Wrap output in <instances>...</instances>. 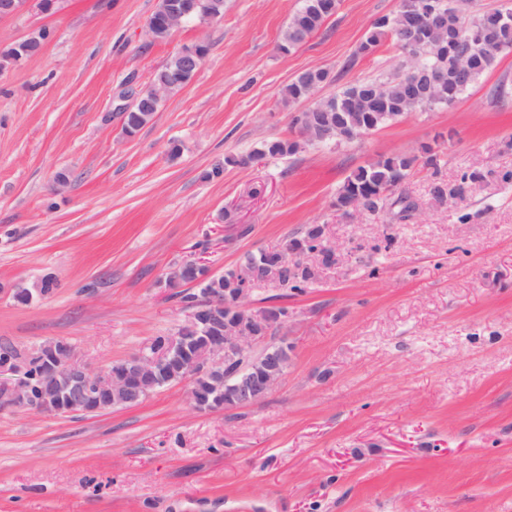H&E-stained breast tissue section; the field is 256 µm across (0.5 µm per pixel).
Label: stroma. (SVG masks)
<instances>
[{
    "label": "stroma",
    "mask_w": 512,
    "mask_h": 512,
    "mask_svg": "<svg viewBox=\"0 0 512 512\" xmlns=\"http://www.w3.org/2000/svg\"><path fill=\"white\" fill-rule=\"evenodd\" d=\"M158 4L0 19V50L50 32L0 70V346L59 340L107 367L175 334L186 308L160 281L191 254L220 274L312 225L343 252L304 292L255 286V306L287 307L292 346L258 404L199 414L183 383L96 415L0 408V512H512V53L452 108L228 166L298 138L281 95L301 72L329 70L318 99L397 72L391 42L357 49L398 0H340L286 52L303 0H225L220 22L155 41ZM198 43L191 83L126 135L120 94ZM425 145L438 170L378 211L336 208L358 166ZM48 274L51 294L12 297ZM313 0H304L303 5L300 8V10L292 16L290 19V22L288 24V27L284 31L283 38H282V44L281 49L283 50H290L291 48H294L303 42H305L310 36H312L314 33L319 31L321 27L325 24L328 18H330V15L327 16H319V15H311V17L308 19L309 23V29L308 31H302L298 28L297 25V16L300 13L305 12L306 10H310V6L312 4ZM300 149L299 144L293 139H276L264 143L260 148L253 150L246 156L225 157V165H247L265 158H283L296 154Z\"/></svg>",
    "instance_id": "35a3bbf8"
}]
</instances>
